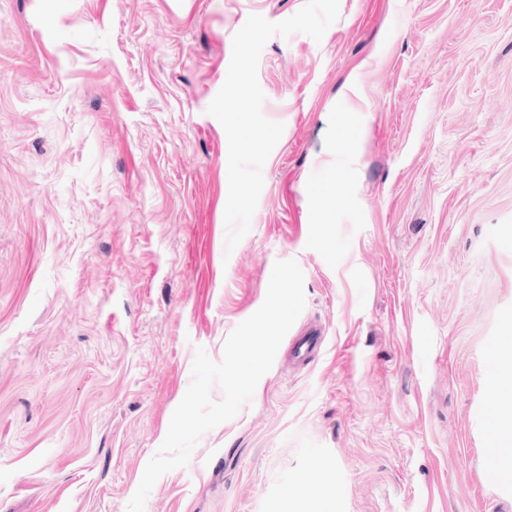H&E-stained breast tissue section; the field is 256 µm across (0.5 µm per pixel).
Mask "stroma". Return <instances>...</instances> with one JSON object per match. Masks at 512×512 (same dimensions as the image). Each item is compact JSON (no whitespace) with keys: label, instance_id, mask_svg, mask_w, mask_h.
I'll use <instances>...</instances> for the list:
<instances>
[{"label":"stroma","instance_id":"obj_1","mask_svg":"<svg viewBox=\"0 0 512 512\" xmlns=\"http://www.w3.org/2000/svg\"><path fill=\"white\" fill-rule=\"evenodd\" d=\"M305 0H0V512H126L192 380L296 260L325 330L145 512H512V0H339L262 50L284 132L226 252L207 108ZM500 357L497 361V367L499 368L498 372V380L493 386V390L496 395L499 397H503L504 395H508L511 400L512 394V337L510 336L508 340L504 343V346L501 347ZM505 356L508 360L503 365L499 364L500 358ZM492 448L494 455V464L491 468L490 475L494 480L512 482V448L511 444L505 448L502 445H495Z\"/></svg>","mask_w":512,"mask_h":512}]
</instances>
